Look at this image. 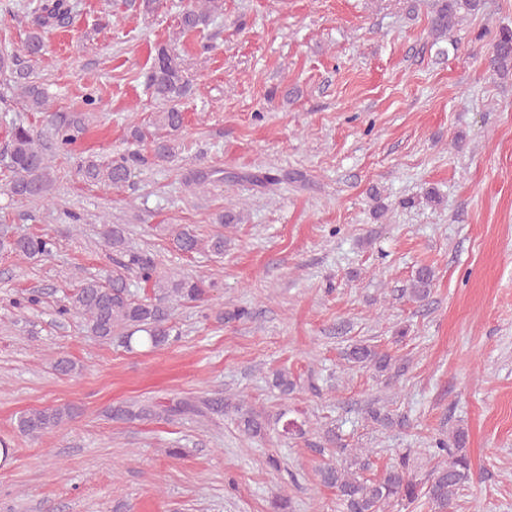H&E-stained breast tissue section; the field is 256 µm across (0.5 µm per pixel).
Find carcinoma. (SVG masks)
<instances>
[{"label":"carcinoma","mask_w":512,"mask_h":512,"mask_svg":"<svg viewBox=\"0 0 512 512\" xmlns=\"http://www.w3.org/2000/svg\"><path fill=\"white\" fill-rule=\"evenodd\" d=\"M484 5L485 0H433L430 17L433 44L447 37L467 17L479 14ZM222 10L223 0H194L180 16L179 33L184 35L207 28ZM26 11L36 30L27 35L23 51L36 58L44 50L40 30L67 27L72 19L73 4L71 0H35V5H26ZM17 62V55L0 49V69L16 74L13 83L7 85V91L0 92V103L8 112L12 99H23L27 110L42 112L47 116V129L46 133L39 134L22 121L12 122L8 144L0 153V172L8 178L7 187L12 196L41 199L47 196L53 185L54 154L58 149L75 143L87 125L85 117L81 115L68 121L55 120L45 89L29 81V73L16 68ZM487 67L499 75L512 72L511 27H501L495 32ZM147 86L161 104V110L154 113L153 125L164 132V135L152 140L153 156L161 160L169 159L173 157V147L165 136L183 128L185 116L181 100L191 88L177 58L164 45L157 48ZM142 161L144 158L139 155H123L109 160L91 155L82 162L78 174L92 184L121 188L129 181L133 165ZM104 240L112 251V276L106 283L97 279L83 281L60 300L57 315H80L88 331L105 343L112 341L114 336L120 337L126 348L136 343L156 349L169 343L173 332V327L169 325L171 304L204 300L211 283L201 275L172 274L162 270L151 253L130 245L126 228L121 224L105 225ZM172 244L182 254L207 253L222 257L226 238L222 231L203 237L196 229L183 226L174 233ZM55 247V239L48 234L20 237H11L6 233L0 235V252L15 253L28 259L49 257ZM132 275L148 288L141 296L130 290L129 277ZM434 280V269L423 266L416 271L405 292L412 300L424 302L430 297ZM346 359L352 364L379 371H386L392 366L391 355L362 342L350 346ZM222 410V397L178 400L164 407L136 401L111 408L109 416L116 421L134 422L167 419L188 413L204 416ZM234 412L245 434L255 437L265 432L266 420L261 413L243 404L236 406ZM75 415L76 409L71 405L36 409L19 417L18 428L31 437H39ZM465 445L466 433L463 430L456 431L448 440L435 441L433 457H441L443 461L437 463L428 478L420 483L411 477L410 459L406 455L398 464L374 477H362V473L372 465L368 452L354 455L347 467L328 465L321 468L320 482L336 489L344 512H386L394 502L410 504L422 496L434 507L435 512H448L453 508L459 490L470 480L472 463Z\"/></svg>","instance_id":"cac0c4a2"}]
</instances>
